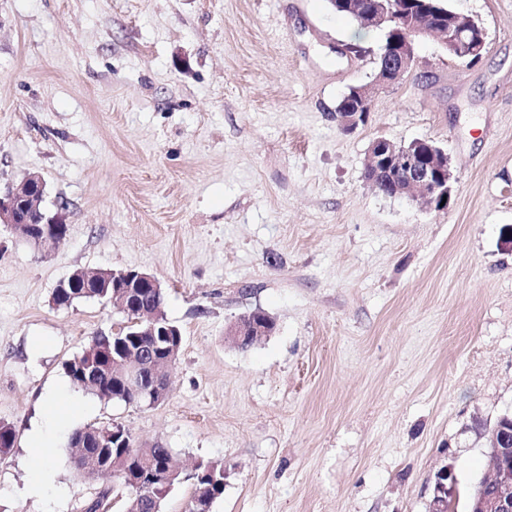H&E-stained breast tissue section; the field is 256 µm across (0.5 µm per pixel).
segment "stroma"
<instances>
[{"instance_id": "stroma-1", "label": "stroma", "mask_w": 512, "mask_h": 512, "mask_svg": "<svg viewBox=\"0 0 512 512\" xmlns=\"http://www.w3.org/2000/svg\"><path fill=\"white\" fill-rule=\"evenodd\" d=\"M478 20L473 64L427 39L367 123H336L370 84L380 28L330 0H0V190L42 176L68 234L47 254L0 227V512H85L119 480L79 470L76 430L122 424L184 480L229 472L210 512H426L453 465L466 512L489 472L482 432L512 413V0H446ZM447 153L448 211L374 192L370 143ZM78 268L157 277L182 332L162 404L105 401L65 364L124 320L56 305ZM262 309L248 348L227 328ZM68 411L44 494L28 440L45 400ZM274 329L271 318L259 309L241 315L229 326L227 335L241 348L253 345L263 337L269 336Z\"/></svg>"}]
</instances>
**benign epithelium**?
<instances>
[{"instance_id":"7a95c632","label":"benign epithelium","mask_w":512,"mask_h":512,"mask_svg":"<svg viewBox=\"0 0 512 512\" xmlns=\"http://www.w3.org/2000/svg\"><path fill=\"white\" fill-rule=\"evenodd\" d=\"M349 10L355 20L363 25L380 26L384 23L402 21L401 27L393 31V38L382 54L381 65L374 81L357 90L354 106L336 112L338 126L346 131L356 130L366 122L376 91L404 79L416 66V46L421 40L433 37L452 57H463L477 52L485 45L484 33L472 30L473 19L456 13H448V21L436 23L423 14L409 11L407 2L400 5L394 0H349ZM365 175L367 183L376 186L382 179H390L392 191L389 197H409L426 209L436 212L448 210L452 187L449 185L452 172L448 155L425 140L412 143V148L397 145L389 139H374L367 151ZM45 182L37 174H29L20 182L0 194V224L16 237L32 241L44 251L54 248L66 236L67 224L59 213L49 216L42 208ZM31 210L37 214L39 232L27 233V222L20 219V211ZM89 290L110 288L108 302L112 308L125 316L126 322L113 332L120 335L126 328L145 326L154 336L170 337V354L181 347L180 330L168 324L166 315L151 307L131 308L130 295L138 289L161 291L160 281L153 275L129 270L115 273L106 269H78L59 281L56 292L67 290ZM271 318L259 309L241 315L229 326L227 335L240 347L247 348L273 332ZM171 358H159L149 349L131 350L118 358H112V377L119 380L122 397L129 402L146 407L161 404L168 397ZM503 415L485 428V448L492 466V475L483 477L473 487L467 512H512V430ZM86 437L78 441L81 448H98L86 454V462L100 474L111 471L122 480L129 497L140 500L152 496L157 481L173 487L180 481L181 470L169 463L162 472L150 467L130 472V458L126 455L105 459L101 449L117 439L125 442L129 433L119 423L103 425L85 430ZM459 495L457 479L450 465L442 466L435 474L427 512H448V503L456 502Z\"/></svg>"}]
</instances>
